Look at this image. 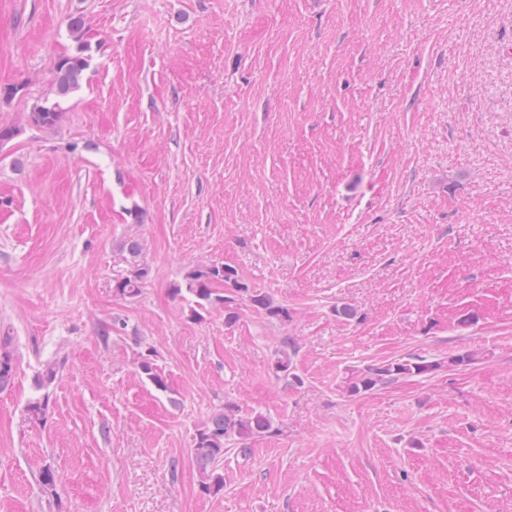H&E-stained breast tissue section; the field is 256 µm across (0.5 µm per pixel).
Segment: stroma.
I'll return each instance as SVG.
<instances>
[{"label":"stroma","instance_id":"35a3bbf8","mask_svg":"<svg viewBox=\"0 0 512 512\" xmlns=\"http://www.w3.org/2000/svg\"><path fill=\"white\" fill-rule=\"evenodd\" d=\"M76 12L88 79L42 130ZM7 84L0 512H512V0H0ZM131 239L150 274L121 298ZM213 263L288 321L192 318L173 287ZM410 356L438 368L350 391ZM225 406L272 430L208 494L195 434ZM155 353L151 348L138 353L136 367L142 378L147 380L157 391L164 393L168 390L167 381L155 363Z\"/></svg>","mask_w":512,"mask_h":512}]
</instances>
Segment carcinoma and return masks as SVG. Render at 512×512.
I'll list each match as a JSON object with an SVG mask.
<instances>
[{
	"mask_svg": "<svg viewBox=\"0 0 512 512\" xmlns=\"http://www.w3.org/2000/svg\"><path fill=\"white\" fill-rule=\"evenodd\" d=\"M67 29L73 40V47L58 56L54 63L52 94L56 101L50 104L46 100H35L31 103L27 115V122L30 125L43 130H53L59 125L63 117L60 100L80 88L89 68L91 45L85 39L86 22L83 15H70ZM148 276V269L135 263L125 276L113 282V291L120 297L134 298L140 294ZM184 292L194 297L195 308L192 309V313L195 317L200 316L202 310L222 306L228 310L225 320L230 323L235 318L234 312L231 311L232 304L239 295L248 297L252 307L271 319L286 321L290 317L288 308L274 303L266 294L250 287L234 268L223 264L197 266L188 270L183 283L173 288V294L176 296ZM155 357V351L151 348L138 353L136 367L142 378L157 391L166 393L167 381L159 371ZM435 368L436 363L418 358L390 361L358 376L351 382L350 391L358 393L370 390L400 377L429 373ZM291 369L292 362L288 351H278L272 364L273 373L278 377H290L295 380L297 376L292 374ZM13 375L14 362L11 354L6 350H0V391L10 386ZM56 375V368L49 365L36 377L35 386L41 391V395L31 399L26 405L30 419L35 422H40L45 417L49 404V395L45 389L54 381ZM270 430L271 422L262 414L241 416L230 406L212 414L197 429L195 438V459L204 478L203 489L209 493H217L224 488V475L220 471V465L224 459L225 441L233 437L247 439Z\"/></svg>",
	"mask_w": 512,
	"mask_h": 512,
	"instance_id": "obj_1",
	"label": "carcinoma"
}]
</instances>
